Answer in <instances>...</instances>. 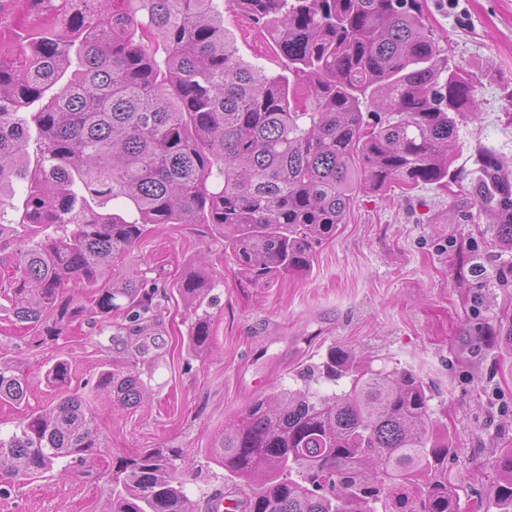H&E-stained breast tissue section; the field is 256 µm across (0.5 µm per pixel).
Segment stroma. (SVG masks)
Masks as SVG:
<instances>
[{
  "label": "stroma",
  "mask_w": 512,
  "mask_h": 512,
  "mask_svg": "<svg viewBox=\"0 0 512 512\" xmlns=\"http://www.w3.org/2000/svg\"><path fill=\"white\" fill-rule=\"evenodd\" d=\"M450 63L478 74L477 112L461 117L448 186L411 192L358 189L345 224L317 248L310 269L269 284L248 283L224 239L205 224H152L119 270L165 269L177 275L206 257L221 277L210 309L212 343L188 351L189 318L177 292L159 301L138 354L120 315L76 319L54 340L0 312V360L18 365L29 389L24 403L0 402V432L55 403L45 373L58 360L83 393L105 368L140 372L146 392L135 407L93 401L102 447L67 476L48 475L0 497V512H109L112 476L151 448H191L183 473L197 512L224 489V471L208 463L224 426L258 397L296 388L299 373L336 344L374 365L410 367L435 393L438 416L455 448L448 475L460 487L456 512L489 502L499 449L512 446V343L495 335L512 316V251H481L480 274L459 271L449 243L472 250L491 239L495 218L471 202L483 153H495L512 176V0H422ZM224 25L241 58L271 72L285 61L270 36L232 9Z\"/></svg>",
  "instance_id": "35a3bbf8"
}]
</instances>
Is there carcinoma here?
<instances>
[{
  "label": "carcinoma",
  "instance_id": "1",
  "mask_svg": "<svg viewBox=\"0 0 512 512\" xmlns=\"http://www.w3.org/2000/svg\"><path fill=\"white\" fill-rule=\"evenodd\" d=\"M30 2L39 9L27 38L15 53L0 48V242L15 224L29 229L0 311L34 328L50 315V336L113 313L134 335L147 331L167 283L114 262L149 224L214 228L255 285L308 269L357 188L448 185L458 117L475 110V76L448 63L419 0H230L271 34L302 108L292 77L238 56L224 0ZM17 187L23 204L10 219L3 199ZM473 187L497 217V244L512 249V182L496 156L481 157ZM216 285L203 260L173 283L196 354L211 341ZM66 288L90 300H66ZM46 379L69 388V363ZM300 380L252 401L207 449L241 512H455L454 448L418 371L333 344ZM100 390L136 406L144 382L104 370L90 393ZM27 391L24 374L0 362V402L20 405ZM99 447L89 397L62 396L0 435V496L58 465L66 475ZM189 458L156 448L129 459L110 512H192ZM490 507L512 512V447L496 457Z\"/></svg>",
  "mask_w": 512,
  "mask_h": 512
}]
</instances>
